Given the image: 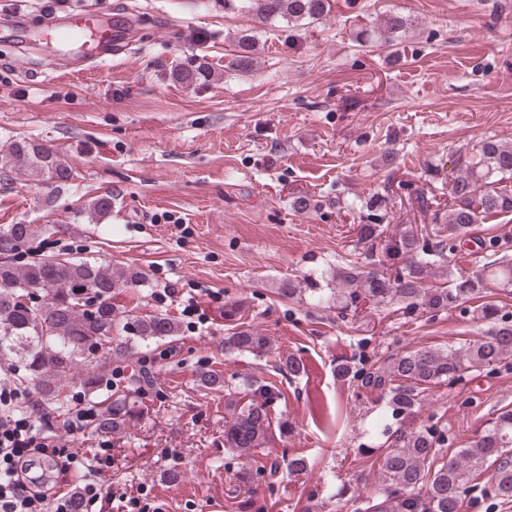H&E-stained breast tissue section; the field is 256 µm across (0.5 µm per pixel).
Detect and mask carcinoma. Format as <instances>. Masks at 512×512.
<instances>
[{
	"mask_svg": "<svg viewBox=\"0 0 512 512\" xmlns=\"http://www.w3.org/2000/svg\"><path fill=\"white\" fill-rule=\"evenodd\" d=\"M245 10L258 24L282 19L289 23L318 20L329 9L328 0H244ZM405 26V19L390 15L384 20L380 38L387 42ZM171 79L193 83L207 77L200 69L172 67ZM476 161L462 164L449 182L446 223L427 230L402 229L384 238L382 224L357 225V241L384 245L386 265L366 270L356 262L336 268L339 287L334 300L342 307L396 302L406 313L466 311L484 322L483 336L461 348L424 347L362 362L336 365V378L356 383L357 389L377 392L391 422L379 430L382 464L378 495L365 502L363 512H459L463 496L471 490L478 472L493 468L484 496L501 503L512 502V410L488 420L479 437L448 454L453 434L446 425L416 424V416L433 388L453 385L482 369L507 366L512 359V321L500 315L486 300L490 286L512 288V257L494 236L480 241L484 263L464 274L453 260L475 224L512 215V145L487 140ZM14 163L60 186L73 179V169L54 149L34 140H14L8 145ZM42 228L34 224L0 227V357L21 364L24 381L32 385L36 402L44 414L65 420L72 410L73 369L84 365L82 392L94 396L105 378L106 366L130 357L131 341L160 342L178 335V323L164 314H149L133 320L132 336L114 342L116 323L112 291L144 279L133 269L80 257L44 255L19 262L12 254L15 242L39 239ZM446 282L436 285V271ZM271 338L249 328L224 337V353L260 355L270 349ZM248 404L233 407L224 425V447L242 456L265 447L268 433L277 427L280 435L290 432L286 420L272 421L271 387L253 384ZM135 414L126 394L107 396L99 408L96 429L119 431Z\"/></svg>",
	"mask_w": 512,
	"mask_h": 512,
	"instance_id": "1",
	"label": "carcinoma"
}]
</instances>
